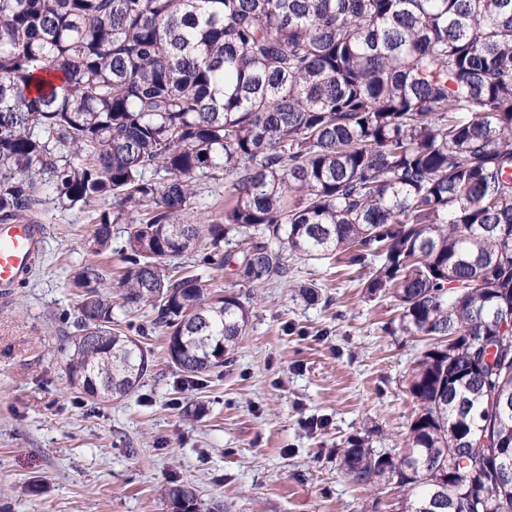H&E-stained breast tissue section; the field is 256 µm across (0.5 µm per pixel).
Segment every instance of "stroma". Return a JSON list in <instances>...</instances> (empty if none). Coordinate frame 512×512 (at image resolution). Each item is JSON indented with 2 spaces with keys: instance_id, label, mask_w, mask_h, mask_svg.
I'll return each mask as SVG.
<instances>
[{
  "instance_id": "stroma-1",
  "label": "stroma",
  "mask_w": 512,
  "mask_h": 512,
  "mask_svg": "<svg viewBox=\"0 0 512 512\" xmlns=\"http://www.w3.org/2000/svg\"><path fill=\"white\" fill-rule=\"evenodd\" d=\"M48 227L28 280L0 298V512H172L164 487H193L222 512H402L393 483L355 484L340 468L347 439L405 453L418 410L408 379L426 349L399 328L389 292L366 297L356 271L332 259L293 256V279L259 287L232 267L177 257L251 306L250 320L220 371L184 385L165 355L148 307L116 309L120 328L152 353L140 388L92 402L71 385L66 338L77 315L73 276L99 266L102 289L124 267L123 225L109 258L88 244L96 209H66L44 190Z\"/></svg>"
}]
</instances>
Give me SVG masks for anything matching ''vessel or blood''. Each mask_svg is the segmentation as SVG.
Listing matches in <instances>:
<instances>
[{
    "label": "vessel or blood",
    "instance_id": "obj_1",
    "mask_svg": "<svg viewBox=\"0 0 512 512\" xmlns=\"http://www.w3.org/2000/svg\"><path fill=\"white\" fill-rule=\"evenodd\" d=\"M44 227L40 224L0 225V294L8 295L23 281L41 250Z\"/></svg>",
    "mask_w": 512,
    "mask_h": 512
}]
</instances>
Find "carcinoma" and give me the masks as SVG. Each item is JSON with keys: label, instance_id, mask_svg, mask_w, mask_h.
Returning <instances> with one entry per match:
<instances>
[{"label": "carcinoma", "instance_id": "1", "mask_svg": "<svg viewBox=\"0 0 512 512\" xmlns=\"http://www.w3.org/2000/svg\"><path fill=\"white\" fill-rule=\"evenodd\" d=\"M201 176L226 181L224 215L184 224ZM46 185L112 198L95 251L128 224L116 291L188 379L224 367L250 311L168 260L201 251L249 284L290 281V255L359 269L426 350L405 454L356 436L341 468L395 480L405 512H512V334L488 340L512 314V0H0V223ZM101 280L73 278L68 369L107 402L152 360Z\"/></svg>", "mask_w": 512, "mask_h": 512}]
</instances>
